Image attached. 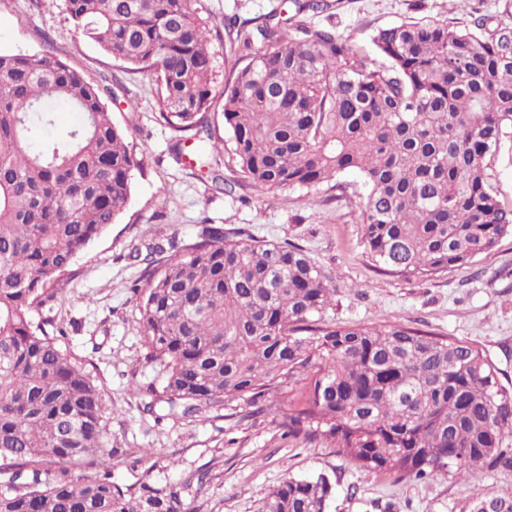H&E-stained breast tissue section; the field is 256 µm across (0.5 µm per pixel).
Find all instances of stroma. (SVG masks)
<instances>
[{"instance_id": "35a3bbf8", "label": "stroma", "mask_w": 512, "mask_h": 512, "mask_svg": "<svg viewBox=\"0 0 512 512\" xmlns=\"http://www.w3.org/2000/svg\"><path fill=\"white\" fill-rule=\"evenodd\" d=\"M282 0H200L215 35L212 107L223 128L224 84L238 64L226 24L262 22ZM329 9L304 14L302 23L329 26L371 54L375 29L407 20L471 25L480 16L512 24V0H328ZM52 51L91 82L105 87L114 124L145 163L132 179L131 197L115 224L80 253L63 280L52 314L65 329L62 345L84 363L104 391L110 461L116 481L130 485L148 475L158 485L183 484L194 512H259L263 499L290 475L322 472L333 485L330 512H466L482 489L512 490V470L487 471L475 480H398L359 468L325 442L284 437L281 411L243 420L238 405L222 415L155 419L143 413L149 386L161 367L149 362L132 290L144 269L136 251L151 243L195 242L201 224L226 234L301 247L327 277L335 303L327 320L340 326L400 324L462 339L492 363L512 389V233L490 253L425 278L380 269L363 242L360 178L346 174L340 187H288L274 196L250 186L234 194L215 190L207 169L193 165L194 143L175 151V133L158 117L149 91L153 75L131 72L81 36L65 19L63 0H0V52ZM209 480L198 485V467Z\"/></svg>"}]
</instances>
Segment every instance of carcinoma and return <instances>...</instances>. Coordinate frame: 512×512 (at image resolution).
<instances>
[{"label": "carcinoma", "instance_id": "cac0c4a2", "mask_svg": "<svg viewBox=\"0 0 512 512\" xmlns=\"http://www.w3.org/2000/svg\"><path fill=\"white\" fill-rule=\"evenodd\" d=\"M64 11L129 70L156 75L159 118L176 147L197 140L199 162L228 149L264 194L357 172L368 254L392 273L464 265L512 232L487 173L512 130L507 24L379 28L377 65L332 28L285 30L275 9L237 30L245 64L224 85L226 141L208 117L214 55L199 0H64ZM105 92L54 53L0 52V512H192L176 484L113 480L100 387L61 349L55 319L31 320L61 300V281L117 221L143 164ZM59 104L77 124L55 129ZM168 249L134 288L148 360L162 365L144 411L184 419L243 400L258 414L304 375L281 421L288 437L403 480L512 469V391L468 342L325 322L334 290L294 245L202 224L195 243L150 255ZM331 494L322 472L290 475L260 512H328ZM469 512H512V494L479 492Z\"/></svg>", "mask_w": 512, "mask_h": 512}]
</instances>
